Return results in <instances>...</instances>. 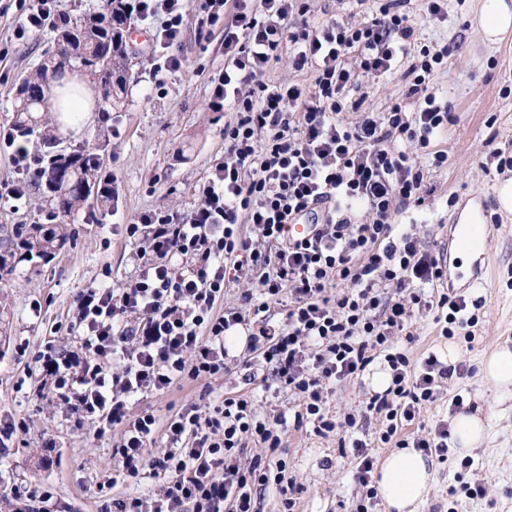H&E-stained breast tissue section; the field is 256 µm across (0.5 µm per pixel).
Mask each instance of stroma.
Instances as JSON below:
<instances>
[{
  "label": "stroma",
  "instance_id": "stroma-1",
  "mask_svg": "<svg viewBox=\"0 0 512 512\" xmlns=\"http://www.w3.org/2000/svg\"><path fill=\"white\" fill-rule=\"evenodd\" d=\"M446 3L443 19L428 15L426 0H410L406 7L421 43L456 46L435 87L453 104L457 121L439 142L448 153V167L432 174L434 194L422 212L404 215L402 222L444 252L457 224L472 210L485 211L486 223L499 227L496 274L473 284V265L449 258L448 287L483 302L475 339L468 344L459 336L445 338L432 316L424 314L414 321L416 341L405 351L417 364L431 352L446 358L453 344L469 372L443 381L437 400L403 432L425 435L440 421L451 420V403L459 394L469 407L481 408L487 442L471 452L470 464L453 452L447 463L436 464L435 482L419 512H448L450 487L485 477L491 481L486 497H459L458 512H512V393H496L474 373L482 355L512 344V214L500 211L496 196L498 182L512 177V170L498 171L486 154L491 144L512 154V33L487 46L476 19L479 0ZM184 5L183 33L169 48L182 61L180 71L166 75L164 87H156L151 64L160 48L148 35L130 39L132 66L123 107L110 119H97L85 133L58 136L67 150L105 140L103 164L114 188L111 206L90 203L70 218L71 238L53 257L23 259L0 275V417L22 419L27 425L12 435L0 434V512H21L28 492L41 486L53 494L44 512H97L102 484L112 485L114 495L146 500L158 490L157 480L150 477L117 480L112 448L120 427L97 435L93 421L71 415L55 395L38 397L27 369L49 338L62 352H79V343L65 328L83 289L107 274L116 286L135 276L126 224L150 210L190 212L200 185L224 158V115L210 107L214 86L224 73V26L208 22L199 0H185ZM17 24L13 0H0V126L12 120L19 79L56 52L54 23L22 40L14 36ZM403 90L399 70L363 79L362 109L387 111ZM386 367L383 358H376L356 380L330 386V415L359 409L374 392V372ZM263 373L255 365L226 380L178 385L164 395H145L133 409H152L163 420L172 411L222 400L225 392L243 389L247 378ZM285 446L288 467L303 486L297 512H349L357 486L352 458L342 454L338 435L323 438L291 429Z\"/></svg>",
  "mask_w": 512,
  "mask_h": 512
}]
</instances>
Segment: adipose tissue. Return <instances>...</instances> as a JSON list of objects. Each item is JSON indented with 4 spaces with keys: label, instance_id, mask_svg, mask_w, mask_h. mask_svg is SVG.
<instances>
[{
    "label": "adipose tissue",
    "instance_id": "ef3b65f1",
    "mask_svg": "<svg viewBox=\"0 0 512 512\" xmlns=\"http://www.w3.org/2000/svg\"><path fill=\"white\" fill-rule=\"evenodd\" d=\"M478 25L486 43L501 41L512 31V0H480ZM60 106L55 118L61 131L78 134L91 124L95 107L87 89L65 96ZM433 479L432 462L418 452L398 450L382 461L377 491L389 512H418Z\"/></svg>",
    "mask_w": 512,
    "mask_h": 512
}]
</instances>
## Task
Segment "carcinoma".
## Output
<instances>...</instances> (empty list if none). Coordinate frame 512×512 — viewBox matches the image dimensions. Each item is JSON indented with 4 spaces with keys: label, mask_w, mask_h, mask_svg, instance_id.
<instances>
[{
    "label": "carcinoma",
    "mask_w": 512,
    "mask_h": 512,
    "mask_svg": "<svg viewBox=\"0 0 512 512\" xmlns=\"http://www.w3.org/2000/svg\"><path fill=\"white\" fill-rule=\"evenodd\" d=\"M128 17L124 0H105L103 10L79 20H67L56 27L57 52L54 66L44 63L26 74L18 88L13 111V127L23 137L39 134L54 138L53 121L46 108L50 80L65 67L87 77L101 97V110L108 114L124 103L128 73ZM103 145L92 143L72 151L60 150L43 156L36 184L50 204L56 226L45 230L43 224H1L0 271L15 255L12 247L49 257L68 239L62 231L66 219L90 200L107 205L112 200V178L102 173L100 151Z\"/></svg>",
    "instance_id": "cac0c4a2"
}]
</instances>
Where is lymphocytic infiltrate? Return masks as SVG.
I'll return each mask as SVG.
<instances>
[{"mask_svg":"<svg viewBox=\"0 0 512 512\" xmlns=\"http://www.w3.org/2000/svg\"><path fill=\"white\" fill-rule=\"evenodd\" d=\"M408 2L384 0L354 25L314 27L309 0H202L210 20L224 23V74L213 92L231 114L224 159L192 211H149L126 225L139 272L120 287L77 295L68 331L81 354H62L50 339L35 357L57 397L92 419L97 434L121 426L112 455L123 477L162 481L152 505L126 495L100 512H255V491L271 484L281 512H295L301 486L279 457L290 427L325 436L373 420L378 447L447 462V422L430 436L401 429L436 400L454 369L433 353L412 367L401 345L414 343L417 314H433L443 336L460 330L469 343L479 318L466 316L465 296L425 297L423 285L443 283L447 263L420 236L396 229L399 217L424 208L429 168L448 163L434 144L456 121L433 90L453 49L412 53ZM183 11V0H136L132 17L156 23L165 49L181 35ZM283 58L312 83H264L262 74ZM399 67L405 91L388 111L365 112L351 100L362 78ZM350 110L359 120H345ZM0 143L18 173L4 192L21 198L38 161L13 128L0 129ZM293 224L313 231L290 234ZM234 289L238 305L217 311ZM232 336L243 337L245 358L269 367L279 389L297 397L292 419L261 415L250 391L162 423L149 409L131 413L138 396L231 375ZM379 356L390 369L388 388L358 413L333 418L329 386L357 379ZM159 432L167 446L153 455L148 446ZM373 449L352 443L353 512H369L377 499Z\"/></svg>","mask_w":512,"mask_h":512,"instance_id":"lymphocytic-infiltrate-1","label":"lymphocytic infiltrate"}]
</instances>
